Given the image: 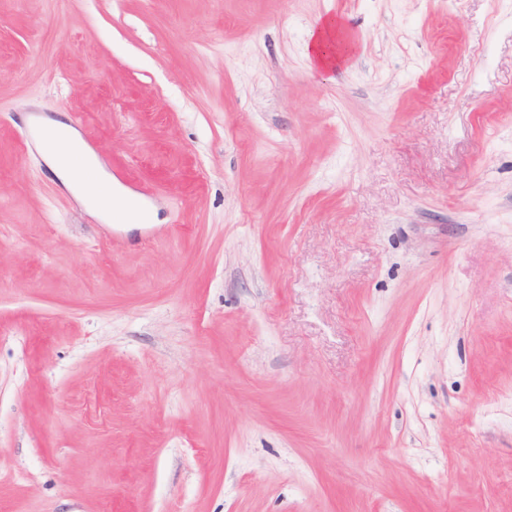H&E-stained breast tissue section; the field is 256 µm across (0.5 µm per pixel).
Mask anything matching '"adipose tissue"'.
Segmentation results:
<instances>
[{
	"label": "adipose tissue",
	"instance_id": "adipose-tissue-1",
	"mask_svg": "<svg viewBox=\"0 0 512 512\" xmlns=\"http://www.w3.org/2000/svg\"><path fill=\"white\" fill-rule=\"evenodd\" d=\"M356 46V40L345 22L327 17L311 34L309 57L320 69H339ZM54 175L76 190L91 207L104 215H111L112 187L99 171L95 159L82 151V143L75 136H67L57 143L49 155Z\"/></svg>",
	"mask_w": 512,
	"mask_h": 512
}]
</instances>
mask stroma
<instances>
[{
    "label": "stroma",
    "instance_id": "obj_1",
    "mask_svg": "<svg viewBox=\"0 0 512 512\" xmlns=\"http://www.w3.org/2000/svg\"><path fill=\"white\" fill-rule=\"evenodd\" d=\"M0 512H512V0H0ZM356 40L345 22L338 17H325L311 33L309 58L319 69L337 70L354 51ZM43 124L47 130H65L68 134L49 155L54 175L76 190L89 206L112 220V185L100 173L97 161L82 152V142L67 125L52 119H45Z\"/></svg>",
    "mask_w": 512,
    "mask_h": 512
}]
</instances>
